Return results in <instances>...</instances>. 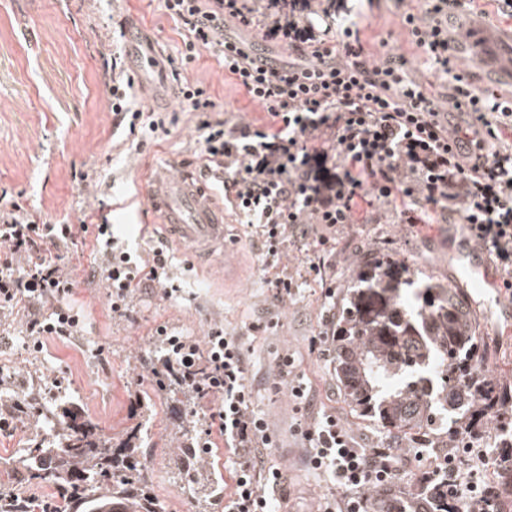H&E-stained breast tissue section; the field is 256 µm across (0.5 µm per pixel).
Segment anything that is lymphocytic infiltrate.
Segmentation results:
<instances>
[{
    "mask_svg": "<svg viewBox=\"0 0 512 512\" xmlns=\"http://www.w3.org/2000/svg\"><path fill=\"white\" fill-rule=\"evenodd\" d=\"M468 0H433L429 21L406 14L402 22L427 64L448 79V103L461 114L449 123L440 104L407 75L404 55L371 56L363 29L351 23L340 45L328 43L311 17L332 19L344 0H162L165 12L184 24L187 55L213 53L224 73L250 101L261 104L266 124H228L215 117V102L200 84L182 81L177 96L196 114L194 153L201 173L221 184L224 198L261 241L260 282L277 303L298 287L277 274L288 237L305 238L312 224L327 232L355 221L360 204L378 199L406 224L454 218L504 274L512 288V97L475 91L458 69L455 40L443 18ZM233 17L271 42L286 43L287 63L254 56L225 36ZM116 122L131 119L149 133L166 132L165 115L143 112L133 100L134 80L104 72ZM87 225L53 224L18 203L0 204V313L27 310L29 336L75 335L81 316L72 306L75 281L63 262L78 248ZM91 274L109 289L111 310L124 313L139 288L178 292L167 251L150 260L133 258L108 220L97 226ZM167 351V373L183 384L207 420L200 448L224 444L232 458V487L223 512H274L270 493L283 480L264 449L275 440L254 408L246 361L237 338L212 329L206 343L156 330ZM313 470L327 473L341 495L325 499L320 512H371L364 493L394 482L388 448L357 447L332 413L299 426Z\"/></svg>",
    "mask_w": 512,
    "mask_h": 512,
    "instance_id": "lymphocytic-infiltrate-1",
    "label": "lymphocytic infiltrate"
}]
</instances>
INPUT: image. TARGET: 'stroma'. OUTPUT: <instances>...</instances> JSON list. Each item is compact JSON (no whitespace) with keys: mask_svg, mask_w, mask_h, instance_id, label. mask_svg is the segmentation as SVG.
Here are the masks:
<instances>
[{"mask_svg":"<svg viewBox=\"0 0 512 512\" xmlns=\"http://www.w3.org/2000/svg\"><path fill=\"white\" fill-rule=\"evenodd\" d=\"M348 5L350 15L363 22L374 57L405 55L410 77L429 96L446 94L445 82L426 65L402 26L409 12L428 20V0H348ZM347 16L337 15L330 43L338 42ZM129 29L138 32L137 43L113 42V35ZM465 31L480 36L479 44L462 52L475 89L512 95V17L498 14L488 0H476L473 9L448 14L449 35ZM185 32L160 0H0V192L54 224L95 223L108 213L114 234L126 240L134 255L167 248L173 257L169 275L180 286L169 300L152 288L138 290L127 314L118 316L110 310L107 289L90 280L87 253L71 252L64 262L77 283L73 299L83 318L80 334L64 342L44 338L42 351L36 352L23 333V316L0 318V329L9 334L0 343V376L22 382L25 396L35 381H43L46 399L77 402L114 439L140 428L142 462L155 494L171 512H218L212 502L197 509L171 461L173 452L195 441L201 416L186 397L157 389L153 372L160 369L165 351L154 334L162 325L202 343L211 329L223 328L243 348L254 407L277 438L276 447L264 455L283 472L284 508L314 512L337 489L306 461L305 442L294 430L295 401L288 382L274 373L280 356L293 357L292 378L312 389L307 417L334 412L361 448L393 444L350 412L336 388L332 339L325 334L326 314L339 306L359 258L374 253L408 260L416 264L419 277L462 289L490 353L487 372L510 389L512 319L500 310L512 304V296L495 263L486 266L492 285L479 287L464 276L460 225L405 224L383 203L361 209L355 223L337 227L330 249L312 237L287 242L282 263L299 292L279 305L259 284L260 242L227 208L220 185L210 186L209 198L224 210L226 238L234 246V277H225L223 259L194 264L187 247L158 237L159 219L144 197L145 177L198 168L197 118L175 95L179 80L203 85L223 117L255 127L265 118L263 107L248 101L210 52L185 60ZM115 50L125 70L131 67L132 51L158 58L147 78L136 79L135 94L144 109L173 117L169 135L136 146L127 127H114L103 71L105 56ZM81 172L90 174L93 185L78 180ZM319 261L324 268L318 278L309 266ZM329 284L335 288L330 298L325 295Z\"/></svg>","mask_w":512,"mask_h":512,"instance_id":"1","label":"stroma"}]
</instances>
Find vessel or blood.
<instances>
[{"label":"vessel or blood","instance_id":"vessel-or-blood-1","mask_svg":"<svg viewBox=\"0 0 512 512\" xmlns=\"http://www.w3.org/2000/svg\"><path fill=\"white\" fill-rule=\"evenodd\" d=\"M151 209L158 213L166 237L188 246L201 258L213 260L224 252V211L211 204L207 189L182 174L151 180L144 187ZM462 257L474 280H486L483 252L464 246Z\"/></svg>","mask_w":512,"mask_h":512}]
</instances>
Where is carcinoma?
Masks as SVG:
<instances>
[{"instance_id":"carcinoma-1","label":"carcinoma","mask_w":512,"mask_h":512,"mask_svg":"<svg viewBox=\"0 0 512 512\" xmlns=\"http://www.w3.org/2000/svg\"><path fill=\"white\" fill-rule=\"evenodd\" d=\"M336 382L352 413L407 441L408 450L460 448L474 424L495 417L492 437L504 454L485 512H512V392L489 379L488 352L478 336L464 294L430 280L408 277L397 259L374 256L356 266L334 325ZM41 437L9 459L0 472H21L53 490L44 512H170L135 461L139 434L119 443L75 405L41 411ZM187 477L190 499L198 486L220 492L217 477L202 475L201 462L186 450L176 455ZM420 474L415 489L393 485L368 491L385 497L393 512H464L465 507L434 486L448 479ZM31 500L0 480V512H25Z\"/></svg>"}]
</instances>
